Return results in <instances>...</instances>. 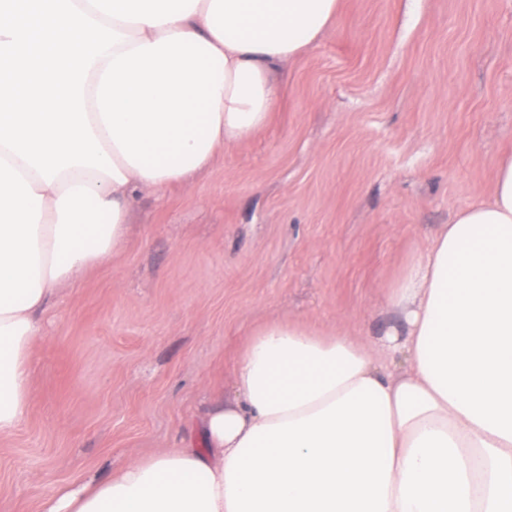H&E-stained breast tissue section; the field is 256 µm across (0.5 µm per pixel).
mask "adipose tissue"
Returning <instances> with one entry per match:
<instances>
[{"instance_id":"obj_1","label":"adipose tissue","mask_w":512,"mask_h":512,"mask_svg":"<svg viewBox=\"0 0 512 512\" xmlns=\"http://www.w3.org/2000/svg\"><path fill=\"white\" fill-rule=\"evenodd\" d=\"M340 0H73L125 35L114 53L192 33L226 60L218 133L204 153L265 128L279 63L304 55ZM107 58L84 84L87 117L122 174L75 166L52 183L0 146V436L32 398V347L60 290L123 244L129 202L189 183L143 176L96 103ZM399 326L371 340L300 322L253 330L234 394L198 436L64 491L47 512H512V158L489 199L458 211L393 283ZM405 358L392 372L388 362Z\"/></svg>"}]
</instances>
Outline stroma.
I'll return each mask as SVG.
<instances>
[{"instance_id": "obj_1", "label": "stroma", "mask_w": 512, "mask_h": 512, "mask_svg": "<svg viewBox=\"0 0 512 512\" xmlns=\"http://www.w3.org/2000/svg\"><path fill=\"white\" fill-rule=\"evenodd\" d=\"M274 77L272 123L138 193L123 247L48 307L0 512L182 447L259 324L382 336L393 281L512 154V0H340Z\"/></svg>"}]
</instances>
